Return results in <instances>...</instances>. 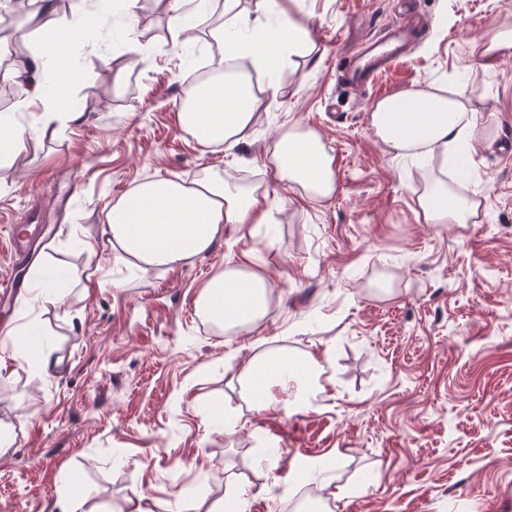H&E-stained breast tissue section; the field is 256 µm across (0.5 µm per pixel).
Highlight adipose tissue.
<instances>
[{
    "label": "adipose tissue",
    "instance_id": "1",
    "mask_svg": "<svg viewBox=\"0 0 512 512\" xmlns=\"http://www.w3.org/2000/svg\"><path fill=\"white\" fill-rule=\"evenodd\" d=\"M239 0H225L226 19L218 36L233 50L236 60L250 71L220 77L211 88L190 86L185 98L192 111L182 112V129L205 148L233 149L247 142L255 121L257 98L251 81L260 74L269 88H277V75L287 57L311 42L307 26L280 12L275 29H268L264 14L268 0H256L254 15L237 9ZM52 42L42 43L15 76L30 86L29 103L46 104L50 90L38 74L45 60L59 57ZM377 136L404 157H426L441 175L429 182L417 201L425 221L466 224L477 215L472 198L451 191L442 174L448 154L458 147L474 150L485 138L477 113L469 111L460 92L425 87L404 91L377 102L371 112ZM266 162L278 182L300 188L312 200L330 199L335 190L333 158L320 137L300 125L280 131L268 145ZM267 190L225 180L222 171L206 169L191 182L147 180L134 186L105 211L102 234L113 254L143 271H167L209 254L225 235L244 237L256 225L269 223ZM272 291L265 274L242 263L225 268L199 291V315L219 330L237 334L255 328L267 315ZM325 361L294 355L286 348L266 347L241 363L231 376L250 410L270 408L273 388L291 386L289 405L294 409L319 408L325 391Z\"/></svg>",
    "mask_w": 512,
    "mask_h": 512
}]
</instances>
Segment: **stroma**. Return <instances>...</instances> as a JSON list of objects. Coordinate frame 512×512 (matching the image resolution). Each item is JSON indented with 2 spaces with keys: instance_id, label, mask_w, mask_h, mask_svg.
Returning a JSON list of instances; mask_svg holds the SVG:
<instances>
[{
  "instance_id": "stroma-1",
  "label": "stroma",
  "mask_w": 512,
  "mask_h": 512,
  "mask_svg": "<svg viewBox=\"0 0 512 512\" xmlns=\"http://www.w3.org/2000/svg\"><path fill=\"white\" fill-rule=\"evenodd\" d=\"M183 8L178 36L165 0L102 17L100 41L67 43L81 78L65 85L86 113L40 137L38 112L0 95L26 128L0 156V278L83 267L100 214L137 183L198 177L266 185L272 224L216 245L194 262L142 272L116 260L42 304L0 298V337L36 321L23 360H0V421L15 427L0 457V512H123L142 493L155 512H208L234 490L246 512H291L297 494L318 512H481L512 487V54L483 62L478 45L512 24V0H418L429 31L377 84L354 93L333 67L345 36L381 35L398 0H291L314 48L291 56L278 91L256 80L258 119L233 151L182 131L189 74L226 48L224 0ZM444 84L460 90L487 141L465 156L453 192L480 203L470 224L427 223L417 196L434 163L396 156L374 133L375 103ZM315 130L333 157L327 201L277 183L265 152L279 129ZM55 227L33 267L14 268L9 230L30 209ZM251 257L274 298L251 333L226 337L195 299L226 265ZM328 357L322 406L291 411L288 391L247 412L225 372L257 344ZM63 359L39 371L44 349Z\"/></svg>"
}]
</instances>
